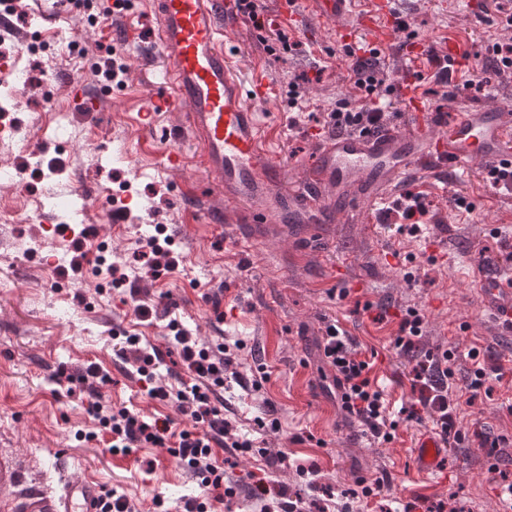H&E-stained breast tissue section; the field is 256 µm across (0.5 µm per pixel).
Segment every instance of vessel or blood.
<instances>
[{"label":"vessel or blood","mask_w":512,"mask_h":512,"mask_svg":"<svg viewBox=\"0 0 512 512\" xmlns=\"http://www.w3.org/2000/svg\"><path fill=\"white\" fill-rule=\"evenodd\" d=\"M401 0H287L281 16L289 27L301 17L332 25L338 39L351 44L350 20L373 31L375 44L395 39ZM156 18L152 48L162 57L164 89L146 94L151 112L179 110L201 147V166L211 191L222 194L224 210L238 214L251 233L267 223L310 228L352 212L356 205L376 210L390 204L408 176L424 164L455 170L472 163L512 165V102L455 113L438 125L413 80L403 94L415 112L418 129L392 126L377 131L333 133L317 141L307 172L287 183L277 157V142L260 105L268 100L261 74L238 79L227 54L231 22L238 15L228 0H148ZM448 59L454 70L469 68L460 44L447 39L428 52L426 44L406 46L405 72L429 55ZM477 303L512 327V270L471 276ZM418 473L439 470L441 445L431 434L414 447ZM100 485L86 477L58 488L29 483L13 454L0 451V512H98Z\"/></svg>","instance_id":"1"}]
</instances>
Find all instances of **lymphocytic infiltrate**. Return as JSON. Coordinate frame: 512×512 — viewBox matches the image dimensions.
I'll list each match as a JSON object with an SVG mask.
<instances>
[{
	"label": "lymphocytic infiltrate",
	"instance_id": "lymphocytic-infiltrate-1",
	"mask_svg": "<svg viewBox=\"0 0 512 512\" xmlns=\"http://www.w3.org/2000/svg\"><path fill=\"white\" fill-rule=\"evenodd\" d=\"M354 72L363 101L357 104L347 99L337 100L335 108L324 115L328 129L368 132L382 123L389 106L391 85L367 57L357 58ZM177 308V303L173 302L165 311L171 333L169 342L178 350L184 371L175 383L158 381L157 370L164 366L165 356L158 347L143 346L141 337L123 334L119 353L132 355L142 391L150 399L175 402L180 415L189 419V426L107 404L98 388L108 384L110 378L97 365H88L78 372L62 367L55 378L70 386H89L87 410L97 420L112 454L128 456L145 445L165 449L196 475L204 489L202 495L185 500L181 512H211L212 501L224 498V470L218 463L217 449L228 444L236 451L247 453L254 446L253 439L232 434L224 420V402L219 395L226 384L240 379L233 368L231 352L243 349L244 343L237 340L230 344L221 341L212 346L199 344L177 317ZM321 347L334 371L341 409L360 419L374 440L391 442L399 423L388 418L383 392L370 377L369 362L362 359L356 343L338 321L326 323ZM455 358V352L447 350L439 355L426 354L416 362L413 381L418 388L419 405L407 408L405 414L411 421L418 418L420 410H427L442 440L458 444L462 435L455 428L457 405L448 396V380L454 375L450 363Z\"/></svg>",
	"mask_w": 512,
	"mask_h": 512
}]
</instances>
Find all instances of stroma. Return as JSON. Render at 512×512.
Masks as SVG:
<instances>
[{"label":"stroma","instance_id":"1","mask_svg":"<svg viewBox=\"0 0 512 512\" xmlns=\"http://www.w3.org/2000/svg\"><path fill=\"white\" fill-rule=\"evenodd\" d=\"M10 6L12 26L0 31V51L11 67L0 70V92L22 93L23 106L0 116V213L9 215L0 220V450L12 452L31 477L91 475L101 485L121 487L139 512H154L158 496L174 508L200 494L196 477L159 449L122 457L102 442L77 440L76 431L98 429L87 411L88 393L67 391L54 380L59 367L75 372L94 362L112 377L101 393L113 407L177 418L174 404L142 393L132 360L117 355L110 338L119 329L166 348L163 311L173 300L199 342L224 336L245 343L232 358L248 386L223 392L234 433L254 428L271 405L279 422L278 430L258 434L255 452L219 451L224 484L234 494L215 504V512H253L263 489L281 485L307 501L348 505L349 512H387L397 502L425 512L441 501L457 512H495L503 481L491 471L478 434L505 438L504 450L512 455V413L506 410L512 403V333L475 304L454 267L512 268V192L490 191L485 165L476 164L457 184L456 197L425 196L427 208L446 211L440 224L401 219L374 235L358 213L349 222L322 225L294 253L282 247L286 232L277 224L268 225L260 240L240 239L238 226L197 220L200 212L223 209L224 199L204 189L200 149L189 129L166 113L151 127L138 121L145 94L164 69L149 44H103L85 9L57 10L50 0H10ZM402 10L418 39L430 45L455 36L485 83L483 90L460 95L421 64L429 111L447 115L512 100V76L497 74L488 61L489 46L512 37L501 24L512 14V0H405ZM75 31L86 50L81 57L68 53ZM229 36L243 80L258 65L270 84L264 111L279 126L278 156L288 177L298 178L313 158L310 132L322 128L324 112L336 100L360 98L355 61L321 31L292 32L298 50L277 57L246 21L233 25ZM108 59L126 67L122 83L96 76V65ZM316 71L322 78L306 84L303 110L289 108V82ZM74 86L99 96L96 111L72 106ZM163 126L188 158L174 176L156 159ZM23 137L35 156L20 151ZM125 204L126 223H112V209ZM159 232L170 240L178 265L156 278L143 276L139 297L154 309L143 322L128 288L97 275L94 259L105 249L109 263L129 272L140 241ZM48 254L64 258L63 271L44 264ZM338 269L344 272L339 281L333 278ZM410 309L423 317L422 351L459 352L449 392L463 441L445 449L442 469L427 479L416 471L413 447L432 429L430 415L400 422L392 442L377 443L338 406L334 372L320 349L325 321L338 319L364 351L375 352L373 375L391 406H411L418 397L414 362L394 345ZM472 349L478 362L505 370L502 380H490V395L473 400L464 382L474 364L467 357ZM310 466L314 476H302L301 468ZM385 474L390 484L378 495L345 499L357 478Z\"/></svg>","mask_w":512,"mask_h":512}]
</instances>
